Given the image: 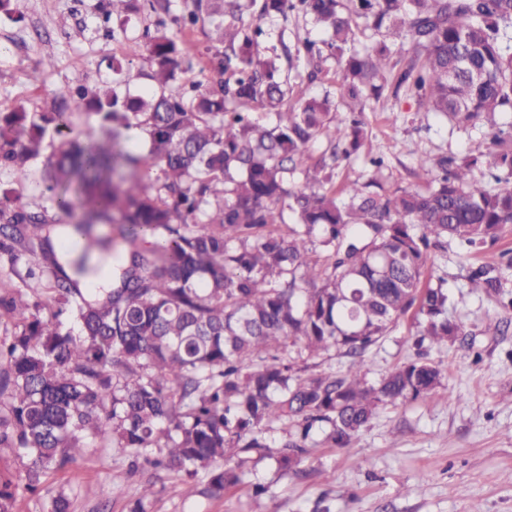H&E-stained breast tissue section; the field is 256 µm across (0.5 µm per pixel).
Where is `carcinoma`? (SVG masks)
<instances>
[{
	"label": "carcinoma",
	"instance_id": "obj_1",
	"mask_svg": "<svg viewBox=\"0 0 512 512\" xmlns=\"http://www.w3.org/2000/svg\"><path fill=\"white\" fill-rule=\"evenodd\" d=\"M171 6L108 0L104 21L147 9L183 30L204 17L218 78L183 76L192 44L162 19L122 29L129 51L146 53L142 92L114 58L112 77L65 85L49 112L0 113V169L25 184L41 166L69 218L0 192V260L33 256L28 288L41 292L33 303L0 295L17 328L0 339V446L24 460L20 478L0 472V512L19 485L35 492L76 462L89 435H108L131 473L156 448L152 467L202 473L211 496L245 484L233 457L262 452L275 425L284 469L317 424L349 447L379 410L442 386V363L423 353L367 380V352L409 314L417 347L442 352L462 334L447 289L431 285V251L492 245L512 224V123L498 121L512 112V0H262L255 24L237 0H188L175 16ZM291 14L325 38L279 56L260 21ZM283 57L304 59L310 83L337 74L347 111L328 93L288 111ZM388 86L459 128L484 121L486 160L422 156L425 187L384 188L383 158L362 157V114ZM81 111L99 134L76 131ZM361 158L367 179L336 187V168ZM103 224L119 243L96 235ZM114 244L112 288L92 299L59 256L81 248L84 273L88 250ZM467 282L499 294L502 267L487 260ZM331 351L350 358L345 369L298 366Z\"/></svg>",
	"mask_w": 512,
	"mask_h": 512
}]
</instances>
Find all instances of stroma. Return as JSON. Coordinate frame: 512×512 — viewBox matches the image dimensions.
<instances>
[{"label": "stroma", "instance_id": "stroma-1", "mask_svg": "<svg viewBox=\"0 0 512 512\" xmlns=\"http://www.w3.org/2000/svg\"><path fill=\"white\" fill-rule=\"evenodd\" d=\"M104 0H10L0 11V112L48 111L58 89L78 81L94 85L111 58L130 74L145 71L144 57L129 56L114 37L118 20L104 21ZM54 65L42 68L44 56ZM366 148L385 160V187L414 188L419 155L461 157L487 152L484 124L457 130L446 118L421 119L408 91L384 94L365 114ZM512 251V224L498 242L466 257L456 243L433 251L437 275L445 278L450 312L464 331L440 358V388L415 401L378 411L350 447L326 443L313 429L297 470L284 472L274 459L245 455L244 485L218 497L190 493V481L143 468L128 475L127 461L105 438L86 439L81 458L51 472L41 490H17L13 512H50L54 499L69 512H129L140 489L153 482L146 512H512V308L471 292L466 276L484 256ZM411 319L368 353L369 381L406 361ZM111 482L112 490L99 488ZM264 486L255 494V486Z\"/></svg>", "mask_w": 512, "mask_h": 512}]
</instances>
